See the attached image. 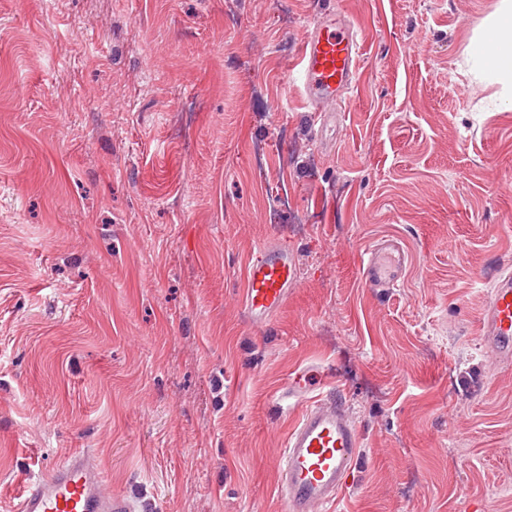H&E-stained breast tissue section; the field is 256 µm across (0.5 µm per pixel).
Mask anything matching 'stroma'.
<instances>
[{"label": "stroma", "mask_w": 512, "mask_h": 512, "mask_svg": "<svg viewBox=\"0 0 512 512\" xmlns=\"http://www.w3.org/2000/svg\"><path fill=\"white\" fill-rule=\"evenodd\" d=\"M362 36L324 128L297 88L315 0H0V512L89 449L138 512H282L301 372L363 453L331 512H512V111L466 65L500 0H329ZM398 240L389 296L359 267ZM297 277L242 307L261 244ZM243 305L248 321L266 324L280 310L295 282L292 255L285 248L265 243L244 267ZM484 345L500 363H512V272L499 270L492 278L489 299L481 316Z\"/></svg>", "instance_id": "1"}]
</instances>
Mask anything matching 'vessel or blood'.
<instances>
[{
    "label": "vessel or blood",
    "mask_w": 512,
    "mask_h": 512,
    "mask_svg": "<svg viewBox=\"0 0 512 512\" xmlns=\"http://www.w3.org/2000/svg\"><path fill=\"white\" fill-rule=\"evenodd\" d=\"M361 40L354 25L334 10L321 12L300 51L298 89L317 124H325V106L345 100L357 84L362 61ZM406 255L392 240L373 246L361 263L366 288L387 292L405 274ZM243 305L248 321L266 324L280 310L295 282L292 255L285 248L263 244L244 267ZM481 336L494 359L512 363V271L492 279L481 316ZM335 384L309 395L293 380L277 395L299 415L276 459V475L285 512H326L348 486L362 453L359 428ZM105 470L91 454L78 449L47 474L33 479L17 498L14 512H137L135 501L106 490Z\"/></svg>",
    "instance_id": "obj_1"
}]
</instances>
